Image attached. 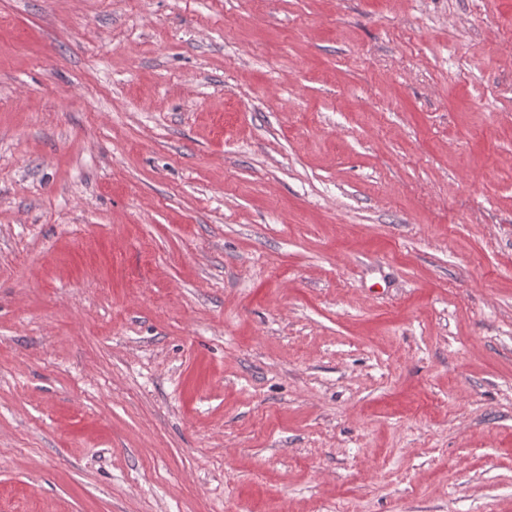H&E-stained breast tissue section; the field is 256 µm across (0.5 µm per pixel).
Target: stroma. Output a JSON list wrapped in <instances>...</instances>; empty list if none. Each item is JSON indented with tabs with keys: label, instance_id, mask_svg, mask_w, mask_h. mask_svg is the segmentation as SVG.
<instances>
[{
	"label": "stroma",
	"instance_id": "stroma-1",
	"mask_svg": "<svg viewBox=\"0 0 512 512\" xmlns=\"http://www.w3.org/2000/svg\"><path fill=\"white\" fill-rule=\"evenodd\" d=\"M0 512H512V0H0Z\"/></svg>",
	"mask_w": 512,
	"mask_h": 512
}]
</instances>
